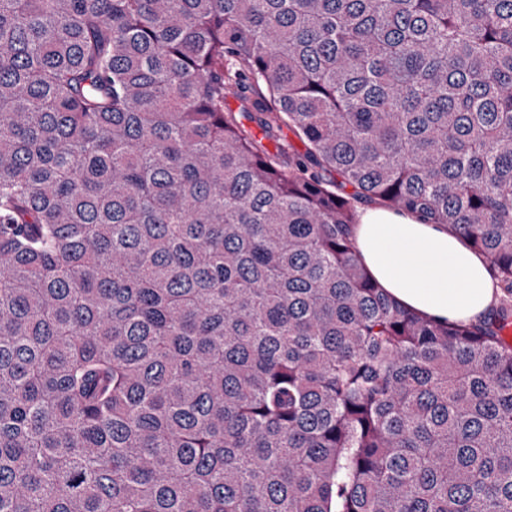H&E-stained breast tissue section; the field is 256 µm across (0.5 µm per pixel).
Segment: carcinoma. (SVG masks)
<instances>
[{"label":"carcinoma","mask_w":512,"mask_h":512,"mask_svg":"<svg viewBox=\"0 0 512 512\" xmlns=\"http://www.w3.org/2000/svg\"><path fill=\"white\" fill-rule=\"evenodd\" d=\"M354 200L507 299L404 308ZM510 327L512 0H0V512H512Z\"/></svg>","instance_id":"obj_1"}]
</instances>
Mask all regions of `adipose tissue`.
<instances>
[{"mask_svg": "<svg viewBox=\"0 0 512 512\" xmlns=\"http://www.w3.org/2000/svg\"><path fill=\"white\" fill-rule=\"evenodd\" d=\"M352 227L361 259L385 293L437 321L478 324L501 293L485 259L447 225L359 202Z\"/></svg>", "mask_w": 512, "mask_h": 512, "instance_id": "obj_1", "label": "adipose tissue"}]
</instances>
